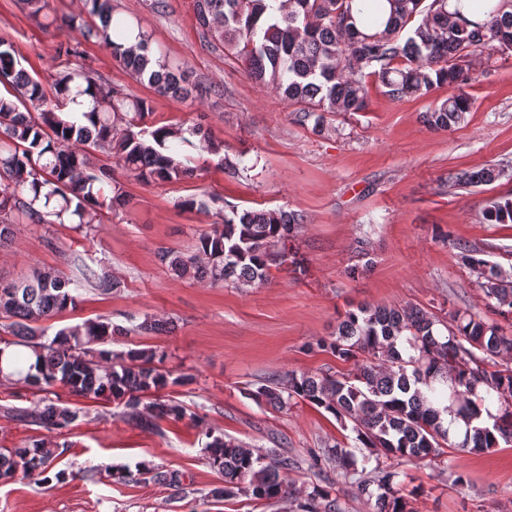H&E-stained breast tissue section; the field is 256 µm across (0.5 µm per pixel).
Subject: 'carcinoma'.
<instances>
[{"label": "carcinoma", "instance_id": "cac0c4a2", "mask_svg": "<svg viewBox=\"0 0 512 512\" xmlns=\"http://www.w3.org/2000/svg\"><path fill=\"white\" fill-rule=\"evenodd\" d=\"M85 13L62 22L85 41L109 48L112 58L157 94L183 101L214 92L192 79L189 70L153 48L152 34L135 18L118 16L112 0H85ZM194 16L213 49H224L255 81L298 106L297 122L313 121L322 135L335 129L339 112H361L368 102L366 79L375 78L393 100L427 98L437 88L453 93L422 113L431 129L447 131L464 120L471 100L463 87L476 68L460 65L491 52H512V0H193ZM99 22H94V19ZM0 246L10 244L19 224H75L93 240L103 210L125 209L130 200L112 175L96 163L102 155L130 176L146 181H180L196 176L188 149L219 159L227 168L224 142L199 124L149 126L145 99L124 94L96 79L82 65L56 72L48 80L21 67L12 43L0 37ZM494 168L460 172L453 183L489 184ZM211 231L199 236L190 253L164 249L160 261L179 278L240 288L265 284L271 268L288 265V241L303 215L283 208L215 211ZM488 224L512 223V198L489 202ZM476 275L486 306L477 314L458 309L448 319L417 305H363L340 318L336 332L316 347L352 364L346 373L288 371L246 391L277 409L302 401L332 414L355 434L354 444H336L309 455V467L347 468L362 459L369 478L355 483L356 496L374 501V512H410L402 494L399 467L433 461L445 449L483 453L512 443V275L501 267L463 254ZM82 281L108 291L116 286L86 267ZM81 301L79 282L35 268L26 277L0 285V313L10 320L0 336V354L11 346L33 352L27 371L6 377L48 394L62 385L77 397L105 398L122 408L120 417L144 431L162 433L166 418L198 416L161 391L181 384L159 366L157 351L106 348L126 330L109 319H86L45 338L41 323ZM173 322L145 318L139 330L169 333ZM498 414L481 418L485 403ZM18 421L47 430L71 428L79 411L47 397L35 409L11 407ZM466 425L455 440L443 414ZM205 452L223 485L215 497L247 498L274 504L292 499L286 479L298 460L271 448L254 454L224 434L207 429ZM52 449L41 441L0 448V481L17 473L48 485L61 480ZM301 512H344L340 498L315 487Z\"/></svg>", "mask_w": 512, "mask_h": 512}]
</instances>
